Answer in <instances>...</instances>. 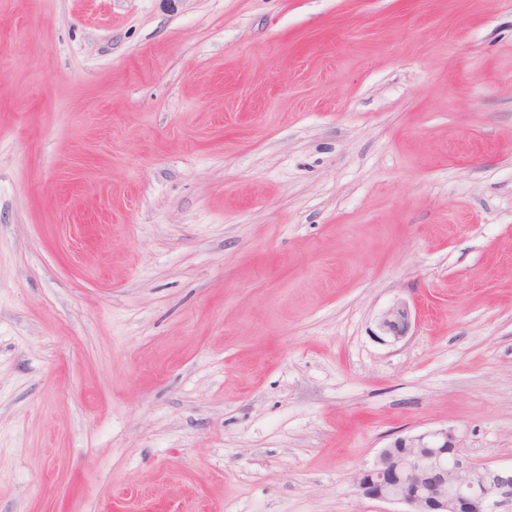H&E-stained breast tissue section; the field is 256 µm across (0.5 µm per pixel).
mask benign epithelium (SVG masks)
Returning <instances> with one entry per match:
<instances>
[{
	"mask_svg": "<svg viewBox=\"0 0 512 512\" xmlns=\"http://www.w3.org/2000/svg\"><path fill=\"white\" fill-rule=\"evenodd\" d=\"M404 303L390 308L379 329L398 341L409 327ZM370 499L396 501L405 512H496L512 500V467L478 465L446 428L398 437L355 478Z\"/></svg>",
	"mask_w": 512,
	"mask_h": 512,
	"instance_id": "obj_1",
	"label": "benign epithelium"
}]
</instances>
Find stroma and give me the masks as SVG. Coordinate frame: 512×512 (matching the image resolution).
<instances>
[{
  "label": "stroma",
  "mask_w": 512,
  "mask_h": 512,
  "mask_svg": "<svg viewBox=\"0 0 512 512\" xmlns=\"http://www.w3.org/2000/svg\"><path fill=\"white\" fill-rule=\"evenodd\" d=\"M439 427L512 466V0H0V512H402ZM410 314L404 303L396 304L390 308L379 323V329L393 341L402 339L409 327Z\"/></svg>",
  "instance_id": "stroma-1"
}]
</instances>
